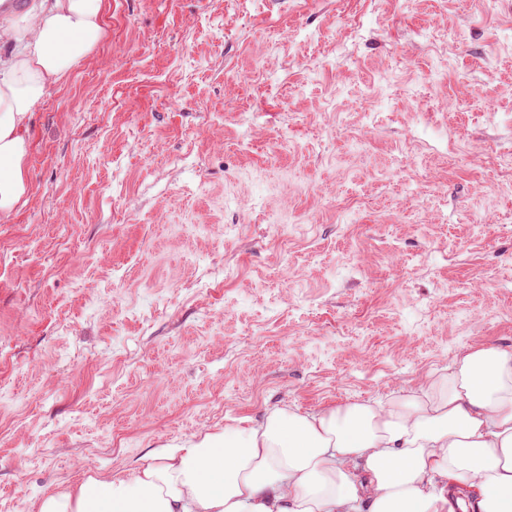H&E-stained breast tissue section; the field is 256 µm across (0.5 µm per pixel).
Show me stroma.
<instances>
[{"label":"stroma","mask_w":512,"mask_h":512,"mask_svg":"<svg viewBox=\"0 0 512 512\" xmlns=\"http://www.w3.org/2000/svg\"><path fill=\"white\" fill-rule=\"evenodd\" d=\"M107 4L0 220V505L512 349V0Z\"/></svg>","instance_id":"stroma-1"}]
</instances>
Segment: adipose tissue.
<instances>
[{
    "label": "adipose tissue",
    "instance_id": "adipose-tissue-1",
    "mask_svg": "<svg viewBox=\"0 0 512 512\" xmlns=\"http://www.w3.org/2000/svg\"><path fill=\"white\" fill-rule=\"evenodd\" d=\"M106 0H33L0 19V217L31 193L32 121L104 37ZM512 512V351L478 348L407 396L276 406L38 512Z\"/></svg>",
    "mask_w": 512,
    "mask_h": 512
}]
</instances>
